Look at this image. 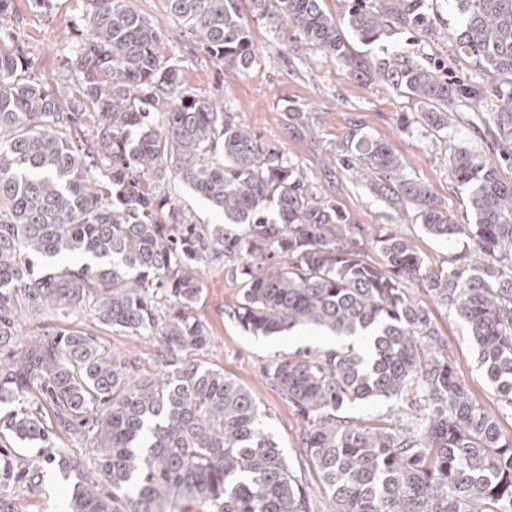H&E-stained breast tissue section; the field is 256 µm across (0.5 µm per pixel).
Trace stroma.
Instances as JSON below:
<instances>
[{"instance_id": "obj_1", "label": "stroma", "mask_w": 512, "mask_h": 512, "mask_svg": "<svg viewBox=\"0 0 512 512\" xmlns=\"http://www.w3.org/2000/svg\"><path fill=\"white\" fill-rule=\"evenodd\" d=\"M134 5L160 27L156 52L177 65L185 88L223 106L262 144L296 166L313 194L333 201L363 240L393 230L413 241L436 272L447 270L453 256L464 248L462 242L427 235L405 200L387 192L376 193L373 173L355 175L332 161L336 145L349 129L388 143L401 157L406 177L425 186L457 224L473 221L467 193L451 174L458 153L466 151L494 162L502 176L512 175V163L502 155L499 136L490 123L491 112L512 97V83L492 80L443 37V30L454 27L458 20L448 0H429L435 34L403 31L392 40L373 44L351 39L356 60L352 66L311 46L295 27H286L278 34L265 21L248 17L256 60L245 72L226 67L223 60L198 45L179 21L165 13L163 0H135ZM86 16L85 0H49L45 5L39 0H12L11 9L0 15V33L24 48L31 75L47 91L57 94L72 82L62 68L61 53L77 48ZM394 50L408 53L424 65L439 64L450 78L480 87L483 103L477 106L467 100L453 101L447 129L439 131L426 125L418 116L415 99L393 90L373 74L375 62ZM287 106L304 112L305 127L287 125L283 114ZM198 280L201 295L191 314L210 329L211 343L203 350L174 355L160 337L101 329L85 311L30 313L25 315L21 330L28 339L47 327L85 332L118 356L133 375L154 373L186 361L224 371L251 391L291 472L312 499L315 512H334L301 446L300 417L264 373L265 366L277 356L306 348L328 349L334 347V339L312 329L293 336L252 335L234 317L239 285L227 267L211 263ZM407 293L429 311L447 341L448 357L460 383L499 419L504 435L511 437L512 413L502 409L479 369L466 327L437 306L419 285L409 284ZM8 465L21 475L0 485V492L14 499L20 512H64L68 483L40 448L0 441V467Z\"/></svg>"}]
</instances>
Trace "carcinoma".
I'll use <instances>...</instances> for the list:
<instances>
[{"instance_id": "obj_1", "label": "carcinoma", "mask_w": 512, "mask_h": 512, "mask_svg": "<svg viewBox=\"0 0 512 512\" xmlns=\"http://www.w3.org/2000/svg\"><path fill=\"white\" fill-rule=\"evenodd\" d=\"M88 35L64 57L73 91L60 99L26 75L23 49L0 40V404L34 390L53 418L21 408L0 434L46 445L63 433L94 456L67 512H175L193 496L214 512H314L266 430L250 390L192 361L161 375H132L96 338L48 330L21 341L17 310L87 311L130 336H158L169 352L208 346L189 313L194 271L222 260L239 280L236 317L255 336L317 329L346 343L288 353L265 374L304 422L301 445L335 512H512V438L463 386L448 344L409 282L468 328L501 406L512 411V178L475 155L453 175L468 193L472 224H452L426 187L402 176L401 158L350 130L337 148L345 169L381 176L416 206L424 231L468 241L446 272L428 269L395 232L372 242L379 260L330 200L314 197L296 169L264 148L230 112L184 89L160 58V32L131 0H87ZM167 12L224 64L249 69L255 49L243 8L275 30L291 24L329 54L356 64L344 30L374 43L433 27L422 0L384 11L348 0L341 20L322 0H164ZM457 51L512 82V0H455ZM377 75L417 100L427 125L448 127V103L480 90L393 53ZM97 120L87 139L79 112ZM493 122L512 156V99ZM181 183L224 217L190 224L162 188ZM238 224L230 236L224 224ZM169 304L166 312L159 299ZM404 401L417 420L387 425L343 417L347 405Z\"/></svg>"}]
</instances>
